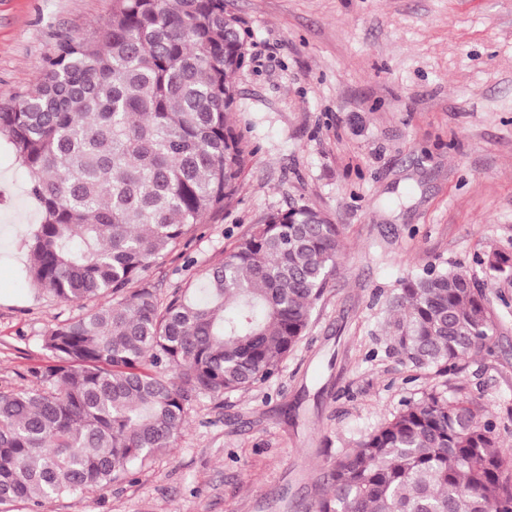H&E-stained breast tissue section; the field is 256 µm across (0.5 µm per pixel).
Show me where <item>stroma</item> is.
<instances>
[{
	"instance_id": "stroma-1",
	"label": "stroma",
	"mask_w": 512,
	"mask_h": 512,
	"mask_svg": "<svg viewBox=\"0 0 512 512\" xmlns=\"http://www.w3.org/2000/svg\"><path fill=\"white\" fill-rule=\"evenodd\" d=\"M248 30L233 119L235 203L148 274L158 300L201 282L268 213L309 204L339 224L343 258L277 373L190 404L175 448L132 479L42 512H304L324 465L429 389L463 394L512 459V280L485 293L491 351L452 378L394 355L385 302L429 266L478 273L512 255V0H224ZM112 0H0V103L37 80L61 38L94 35ZM0 135V392L36 386L43 338L90 311L32 286L41 213Z\"/></svg>"
}]
</instances>
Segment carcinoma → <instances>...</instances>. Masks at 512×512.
I'll list each match as a JSON object with an SVG mask.
<instances>
[{
	"label": "carcinoma",
	"mask_w": 512,
	"mask_h": 512,
	"mask_svg": "<svg viewBox=\"0 0 512 512\" xmlns=\"http://www.w3.org/2000/svg\"><path fill=\"white\" fill-rule=\"evenodd\" d=\"M247 30L224 0H112L62 40L0 134L42 211L26 272L63 302L112 303L45 335L39 388L0 392V506L103 490L174 447L192 397L271 378L336 272L340 225L298 204L252 227L197 289L167 303L148 272L231 204L244 162L232 120ZM512 279V256L476 258ZM138 288H133V285ZM485 284L432 266L389 301L392 353L438 376L488 348ZM496 426L467 398L422 393L323 472L308 512H512Z\"/></svg>",
	"instance_id": "obj_1"
}]
</instances>
